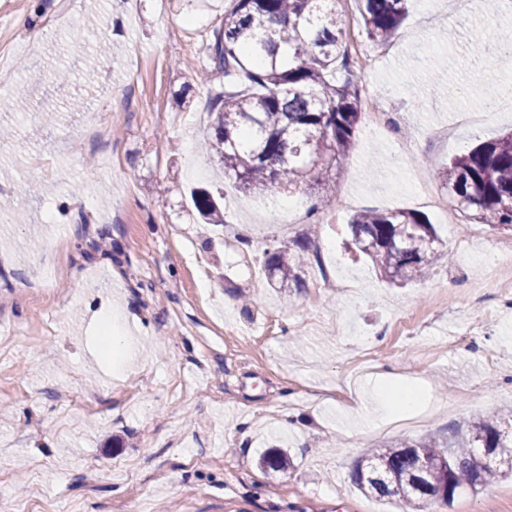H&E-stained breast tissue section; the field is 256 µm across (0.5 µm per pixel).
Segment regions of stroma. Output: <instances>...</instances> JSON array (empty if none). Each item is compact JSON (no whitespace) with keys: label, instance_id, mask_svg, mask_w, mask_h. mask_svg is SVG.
Instances as JSON below:
<instances>
[{"label":"stroma","instance_id":"1","mask_svg":"<svg viewBox=\"0 0 512 512\" xmlns=\"http://www.w3.org/2000/svg\"><path fill=\"white\" fill-rule=\"evenodd\" d=\"M227 0H0V512H398L350 473L368 448L464 434L512 410V233L475 225L469 248L416 184L512 130V0H410L363 88L401 119L363 117L332 172L304 285L258 286L267 243L305 233L315 182L246 194L224 185V221L204 223L195 187L219 183L198 149L223 80L200 83ZM99 16L109 45L69 47ZM483 50L473 53V30ZM31 104L87 100L57 127ZM82 186L73 193L72 183ZM426 214L452 260L389 286L349 245L363 210ZM67 296L57 307V296ZM131 339L116 369L104 323ZM468 333L469 346L453 340ZM433 404L418 424L392 412L406 385ZM300 424L285 430L287 415ZM286 444L291 465L260 457ZM435 512H512V478L460 491Z\"/></svg>","mask_w":512,"mask_h":512}]
</instances>
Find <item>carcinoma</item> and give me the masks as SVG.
<instances>
[{"label":"carcinoma","mask_w":512,"mask_h":512,"mask_svg":"<svg viewBox=\"0 0 512 512\" xmlns=\"http://www.w3.org/2000/svg\"><path fill=\"white\" fill-rule=\"evenodd\" d=\"M408 0H357L366 36L384 45L407 17ZM209 47L211 77L224 76L215 100L213 133L203 141L224 176L245 192L297 187L336 167L355 144L363 118L358 70L347 64L345 29L336 0H231ZM288 46V60L280 45ZM440 178L463 213L480 224L512 232V133L454 157ZM207 216L219 211L206 191L194 196ZM353 243L384 278L404 284L425 278L449 257L428 217L413 210H365L348 221ZM313 238L264 250L272 287L302 284V258ZM512 448V414L471 424L467 440L430 435L411 445H379L351 471L363 494L390 498L400 512H430L449 504L460 488L494 482L501 466L487 460ZM430 462L427 470L420 459ZM271 472L288 470V453L276 448L261 461Z\"/></svg>","instance_id":"1"}]
</instances>
